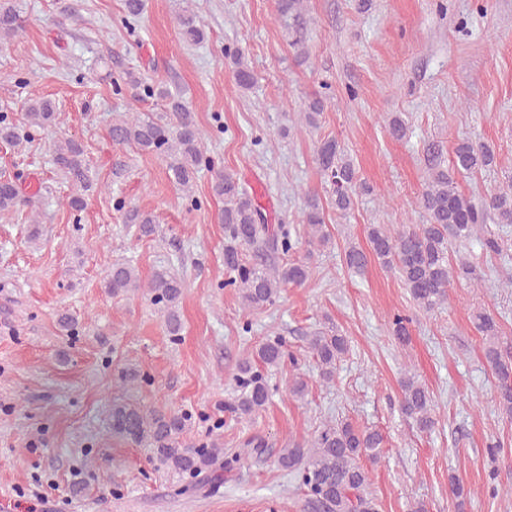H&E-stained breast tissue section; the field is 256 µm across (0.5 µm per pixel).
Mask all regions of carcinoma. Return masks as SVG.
Returning <instances> with one entry per match:
<instances>
[{
	"mask_svg": "<svg viewBox=\"0 0 512 512\" xmlns=\"http://www.w3.org/2000/svg\"><path fill=\"white\" fill-rule=\"evenodd\" d=\"M144 0H124L125 23L134 22L144 11ZM280 18L297 34L291 45L302 43L298 34L304 23V0H276ZM183 41L188 45L203 42L206 31L196 14L186 9L178 16ZM24 30L23 20L13 0H0V48H4ZM236 85L252 89L257 78L245 55L227 53ZM123 83L139 96L161 99L164 112H135L112 124L113 141L130 145L137 151L161 157L177 189L192 196L199 173L211 172L214 194L224 200V267L228 274L224 286L237 289L242 309L252 312L274 305L288 286H301L311 275L312 250L326 247L331 235L325 222L324 205L317 193L303 192L304 239L291 235L285 224H267L260 207L242 187L236 174L216 165L204 149L205 132L195 120L193 105L169 88L150 83L135 71L125 73ZM324 99L313 96L299 112V128L314 132L320 128ZM26 140L57 125L54 102L39 97L26 102ZM0 142L11 146L21 143L17 127L5 112L0 113ZM315 160L324 183L329 186L336 212L346 213L353 199L368 193L371 187L362 181L353 160L334 137L317 141ZM53 161L61 179L70 189L67 207L76 212L85 208L86 196L94 192L96 182L92 166L82 144L71 138L53 143ZM497 166L495 151L486 143L462 140L446 165L439 152L429 150L425 158L424 186L419 206L423 224H370L367 247L351 243L344 250L343 262L349 269L362 272L369 259L392 271L408 291L414 305L431 313L448 304L449 290L459 276L472 274L462 258V248L473 239L489 253L503 255L502 236L489 224L502 228L512 225V176L509 183L485 195L481 200L460 187L459 178L474 176ZM32 205L19 182L0 177V212ZM128 223L138 225L143 236L154 233L152 213L132 209ZM104 288L113 296L145 289L150 301L161 307L172 335L181 330L178 304L184 293L183 279L167 267L153 271L142 282L136 267L114 263L108 268ZM410 318L397 314L389 320L390 335L404 345L409 341ZM476 330L483 337V356L496 380L497 402L501 413L512 420V346L502 340L497 319L486 312L473 316ZM307 353L326 384L335 380L340 362L349 352L347 337L318 331L306 337ZM297 356L288 338L269 336L253 355L241 359L234 396L225 409L238 421L255 418L271 402L278 389L269 384L266 370L295 363ZM402 415L421 433H429L438 423L436 404L429 391L413 375L400 381ZM288 396L303 399L309 392L307 380L299 374L288 378ZM191 415L171 413L161 408H146L130 399H115L108 415L112 436L150 447L153 458L166 470L183 478L196 479L204 474L218 481L212 468L224 449L217 443L190 445L181 440ZM384 436L377 430L359 428L348 420L326 425L310 440L292 442L279 450L274 464L289 473L304 490L302 512H379L370 490V471L363 465L376 464L382 457Z\"/></svg>",
	"mask_w": 512,
	"mask_h": 512,
	"instance_id": "carcinoma-1",
	"label": "carcinoma"
}]
</instances>
